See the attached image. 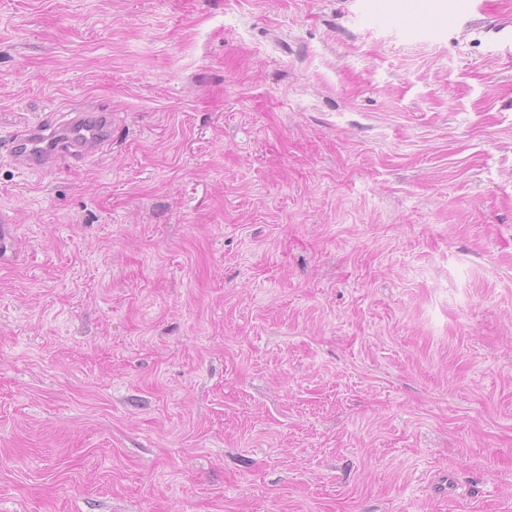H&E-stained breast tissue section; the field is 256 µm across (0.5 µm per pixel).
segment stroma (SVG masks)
<instances>
[{"label": "stroma", "mask_w": 512, "mask_h": 512, "mask_svg": "<svg viewBox=\"0 0 512 512\" xmlns=\"http://www.w3.org/2000/svg\"><path fill=\"white\" fill-rule=\"evenodd\" d=\"M0 0V512H512V0ZM112 143V114L96 106L71 108L63 120L47 119L16 132L1 149L33 171L64 156L83 162Z\"/></svg>", "instance_id": "stroma-1"}]
</instances>
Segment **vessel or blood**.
I'll return each instance as SVG.
<instances>
[{
  "label": "vessel or blood",
  "mask_w": 512,
  "mask_h": 512,
  "mask_svg": "<svg viewBox=\"0 0 512 512\" xmlns=\"http://www.w3.org/2000/svg\"><path fill=\"white\" fill-rule=\"evenodd\" d=\"M111 141V113L96 106H78L62 120L50 118L16 132L5 150L28 169L39 171L63 156L86 161Z\"/></svg>",
  "instance_id": "vessel-or-blood-1"
}]
</instances>
